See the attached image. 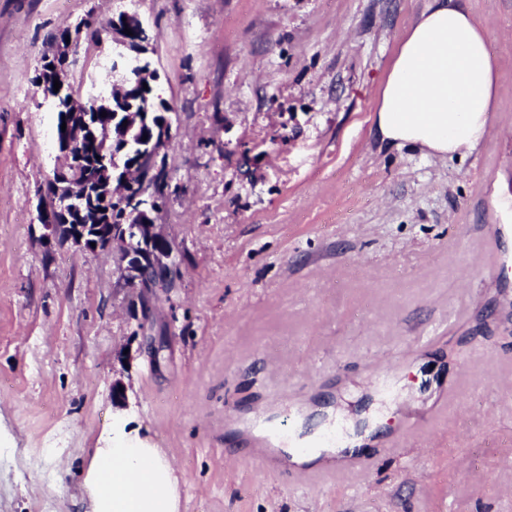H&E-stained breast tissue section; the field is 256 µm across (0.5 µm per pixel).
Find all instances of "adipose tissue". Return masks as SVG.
<instances>
[{
	"mask_svg": "<svg viewBox=\"0 0 512 512\" xmlns=\"http://www.w3.org/2000/svg\"><path fill=\"white\" fill-rule=\"evenodd\" d=\"M490 33L460 0H431L408 30L379 93L374 134L385 146L441 156L472 153L485 138L498 96ZM112 417V438L93 449L84 488L89 512H180L182 488L161 449Z\"/></svg>",
	"mask_w": 512,
	"mask_h": 512,
	"instance_id": "adipose-tissue-1",
	"label": "adipose tissue"
}]
</instances>
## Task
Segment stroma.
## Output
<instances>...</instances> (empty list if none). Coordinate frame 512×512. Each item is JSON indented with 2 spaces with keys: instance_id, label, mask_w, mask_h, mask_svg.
I'll use <instances>...</instances> for the list:
<instances>
[{
  "instance_id": "35a3bbf8",
  "label": "stroma",
  "mask_w": 512,
  "mask_h": 512,
  "mask_svg": "<svg viewBox=\"0 0 512 512\" xmlns=\"http://www.w3.org/2000/svg\"><path fill=\"white\" fill-rule=\"evenodd\" d=\"M429 3L0 0V512H87L117 384L181 512H512V0H463L500 62L463 159L372 133ZM123 12L172 126L166 289L39 220L63 163L42 55ZM111 63V35L82 37L76 96L109 94ZM370 427L331 471L282 454Z\"/></svg>"
}]
</instances>
